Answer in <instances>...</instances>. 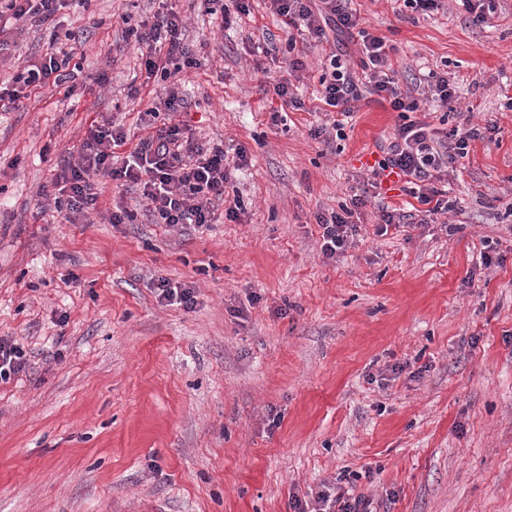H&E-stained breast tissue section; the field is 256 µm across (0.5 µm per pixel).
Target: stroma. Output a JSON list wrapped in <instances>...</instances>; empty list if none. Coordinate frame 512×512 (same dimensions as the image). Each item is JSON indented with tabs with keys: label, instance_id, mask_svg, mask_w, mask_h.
Segmentation results:
<instances>
[{
	"label": "stroma",
	"instance_id": "35a3bbf8",
	"mask_svg": "<svg viewBox=\"0 0 512 512\" xmlns=\"http://www.w3.org/2000/svg\"><path fill=\"white\" fill-rule=\"evenodd\" d=\"M499 4L483 27L455 0L402 19L392 0H354L400 83L447 73L449 126L468 110L492 133L448 178L454 232L381 236L370 205L334 258L315 216L347 201L397 115L373 101L345 139H311L325 115L273 92L287 34L267 0L225 30L206 0L176 3L201 47L182 118L198 143L248 153L227 185L244 214L202 232L151 223L108 178L89 222L52 210L92 119L135 128L165 93L124 37L151 0H68L0 50V83L53 34L82 63L71 98L48 83L0 112V336L30 359L0 382V512H295L336 486L380 512H512V0ZM269 42L277 59L257 71L250 51ZM119 201L133 223L102 219ZM161 277L193 288L195 309L162 305Z\"/></svg>",
	"mask_w": 512,
	"mask_h": 512
}]
</instances>
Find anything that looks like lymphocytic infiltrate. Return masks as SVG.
Returning a JSON list of instances; mask_svg holds the SVG:
<instances>
[{
    "instance_id": "f902f5d3",
    "label": "lymphocytic infiltrate",
    "mask_w": 512,
    "mask_h": 512,
    "mask_svg": "<svg viewBox=\"0 0 512 512\" xmlns=\"http://www.w3.org/2000/svg\"><path fill=\"white\" fill-rule=\"evenodd\" d=\"M65 0H0L9 13L8 21H0V47L7 32H23L27 21L41 23L54 19ZM270 10L288 34L289 81L274 85L273 90L283 106L301 110L305 104L294 92L293 78L299 77L306 64L297 54V40L308 36L318 41H340L352 34L361 40L357 69L341 64L336 54H329L325 73L319 79L318 99L338 116L332 125L311 127L315 140L327 139L329 133H343L344 122L353 118L361 103L371 97L388 102L400 122L382 156L367 166L365 176L348 203L330 213L317 214L322 229L321 252L333 258L350 248L359 234L357 216L371 200H378L377 232L387 234L392 228H417L429 217L447 213L451 204L442 182L448 172L457 168L470 152L472 141L481 139L479 128L462 125L445 130L418 119L426 106L452 109L455 92L447 74L428 73L423 97L401 90L391 49L383 37L370 33L360 25L361 16L353 0H270ZM186 22L181 12L167 9L144 20L134 36L138 44L140 66L148 78L167 82L165 96L153 98L147 115L159 119V126L139 139H132L123 127L112 120H92L88 137L68 162L57 184L54 207L63 223H76L97 209L100 180L108 177L135 190L151 221L173 228L209 227L217 217L215 204L225 201L226 219L239 220L244 212L240 198H227L226 184L230 167L247 163L245 148L227 154L223 145H202L188 132L177 115L186 104L177 86L171 85L175 67L193 68L199 61L186 41ZM73 53L56 42H49L41 63L19 66L12 87H0V109H8L28 90L45 83L61 86L68 82L73 69ZM127 154L121 166L112 158L119 148ZM397 177L405 195L414 198L415 208L404 210L399 205L383 203L384 180Z\"/></svg>"
}]
</instances>
